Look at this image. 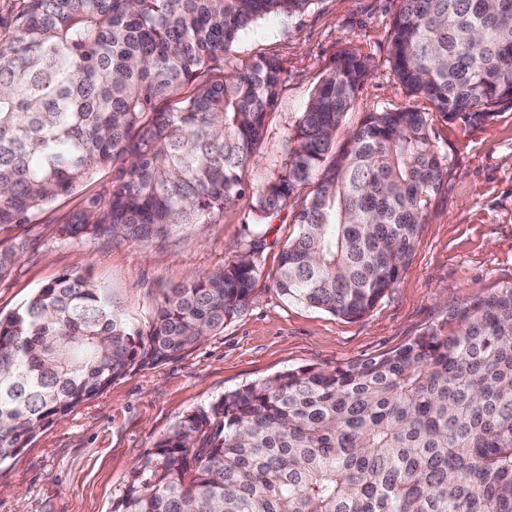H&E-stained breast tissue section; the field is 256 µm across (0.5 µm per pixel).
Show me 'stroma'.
Returning <instances> with one entry per match:
<instances>
[{"label":"stroma","mask_w":512,"mask_h":512,"mask_svg":"<svg viewBox=\"0 0 512 512\" xmlns=\"http://www.w3.org/2000/svg\"><path fill=\"white\" fill-rule=\"evenodd\" d=\"M400 0H316L305 13L270 17L251 29L236 56L275 59L283 82L267 121L255 177L271 171L282 131L306 108L323 73L343 55L365 66L354 103L336 131L344 148L367 112L409 107L426 115L445 156L447 176L427 215L406 270L375 308L346 319L285 299L271 278L289 237L295 206L265 228L252 221L250 199L225 211L218 224H194L166 240L138 245L98 240L80 246L58 239L55 218L79 209L81 197L56 203L33 223L0 235L21 239L13 272L0 280V311L28 300L62 271L92 277L135 327H145L164 289L190 275L223 267L241 246L262 235L261 273L250 306L222 332L156 366L130 370L71 413L40 430L0 464V512H112L141 457L186 414L224 394L306 366L344 367L389 353L444 322L463 305L512 284V108L477 126L450 122L429 100L409 95L390 64V32Z\"/></svg>","instance_id":"1"}]
</instances>
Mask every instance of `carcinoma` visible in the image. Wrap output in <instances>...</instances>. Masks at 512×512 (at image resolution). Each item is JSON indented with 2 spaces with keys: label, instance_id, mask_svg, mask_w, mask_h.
<instances>
[{
  "label": "carcinoma",
  "instance_id": "cac0c4a2",
  "mask_svg": "<svg viewBox=\"0 0 512 512\" xmlns=\"http://www.w3.org/2000/svg\"><path fill=\"white\" fill-rule=\"evenodd\" d=\"M316 0H16L0 15V232L116 177L56 234L146 244L219 224L250 195L296 212L274 286L334 316L372 310L408 266L447 168L425 115L368 112L335 153L364 75L336 61L249 182L281 67L232 56L259 20ZM395 76L448 120L512 107V0H401ZM261 234L224 267L162 292L147 330L64 271L0 315V462L134 367L224 329L253 300ZM23 241L0 248V279ZM113 512H512V285L417 340L344 368L301 367L185 415L136 463Z\"/></svg>",
  "mask_w": 512,
  "mask_h": 512
}]
</instances>
